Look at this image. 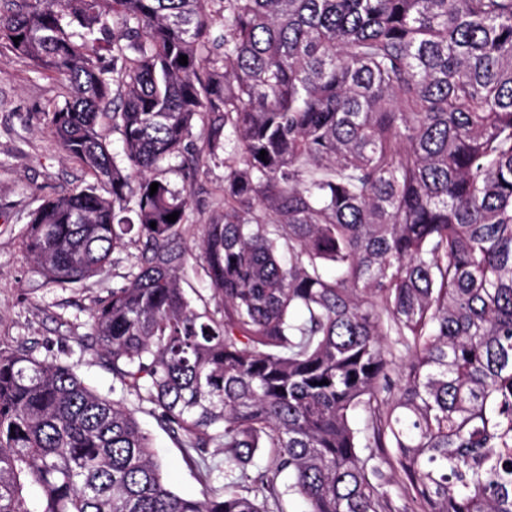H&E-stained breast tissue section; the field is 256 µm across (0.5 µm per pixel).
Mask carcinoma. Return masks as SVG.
<instances>
[{
  "label": "carcinoma",
  "mask_w": 512,
  "mask_h": 512,
  "mask_svg": "<svg viewBox=\"0 0 512 512\" xmlns=\"http://www.w3.org/2000/svg\"><path fill=\"white\" fill-rule=\"evenodd\" d=\"M0 47L68 83L48 129L93 177L33 212L36 272L143 245L75 338L119 398L0 347V512H271L238 490L262 448L306 512H512V0H10ZM198 119L196 167L224 155L209 301L180 285L189 197L154 175ZM129 396L231 481L169 488Z\"/></svg>",
  "instance_id": "obj_1"
}]
</instances>
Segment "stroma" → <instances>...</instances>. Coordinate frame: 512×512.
Returning a JSON list of instances; mask_svg holds the SVG:
<instances>
[{"instance_id":"1","label":"stroma","mask_w":512,"mask_h":512,"mask_svg":"<svg viewBox=\"0 0 512 512\" xmlns=\"http://www.w3.org/2000/svg\"><path fill=\"white\" fill-rule=\"evenodd\" d=\"M67 93L58 75L0 47V344H33L41 356L71 349L70 360L81 377L108 396L114 384L111 372L93 351L77 349L74 339L87 333L97 303L124 284L140 243L129 242L114 252L111 265L99 275L63 288L46 287L21 247V234L44 199L92 181L46 128V107ZM157 176L173 191L190 196L185 226L189 255L181 286L207 293L206 283L196 275L200 260L195 244L202 224L224 210V162L217 159L197 169L191 159L176 160L163 165ZM127 405L150 433L164 478L174 491L200 498L221 486V479L208 483L200 478L194 452L163 429L146 406L132 398Z\"/></svg>"}]
</instances>
